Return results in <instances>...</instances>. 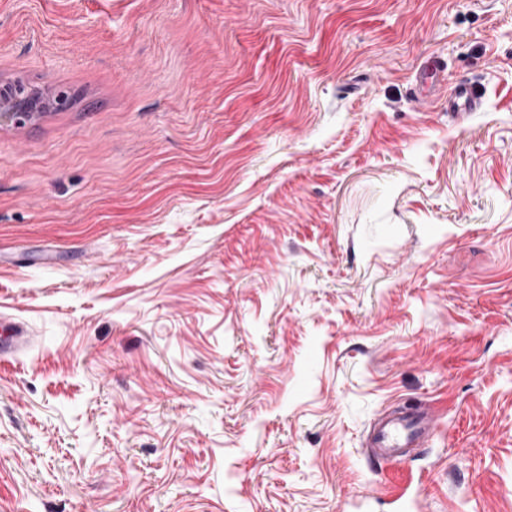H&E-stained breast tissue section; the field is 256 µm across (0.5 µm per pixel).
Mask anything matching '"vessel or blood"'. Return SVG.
Instances as JSON below:
<instances>
[{"label": "vessel or blood", "instance_id": "vessel-or-blood-1", "mask_svg": "<svg viewBox=\"0 0 512 512\" xmlns=\"http://www.w3.org/2000/svg\"><path fill=\"white\" fill-rule=\"evenodd\" d=\"M481 96L476 88L461 83L448 96V111L460 117L477 109ZM29 342L26 330L11 325L0 336V355L11 356L24 350ZM438 415L435 408L422 406L387 411L370 425L366 435L367 457L376 463L400 464L410 461L414 453L429 447L437 433ZM419 489L409 479H402L392 492L390 512H413L418 505Z\"/></svg>", "mask_w": 512, "mask_h": 512}]
</instances>
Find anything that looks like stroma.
I'll use <instances>...</instances> for the list:
<instances>
[{"label":"stroma","instance_id":"1","mask_svg":"<svg viewBox=\"0 0 512 512\" xmlns=\"http://www.w3.org/2000/svg\"><path fill=\"white\" fill-rule=\"evenodd\" d=\"M5 85L0 512H346L405 402L512 512V0H0ZM481 95L476 88L467 83L457 84L448 95V113L462 117L473 112L479 106ZM23 90L18 88L12 94L8 106L0 107V123L8 122L16 126H24L30 121L38 109L36 99L29 96H21ZM0 336V355L1 357L14 355L22 350H24L29 342V337L27 336L26 330L17 325V323H12L10 325L9 331L6 335Z\"/></svg>","mask_w":512,"mask_h":512}]
</instances>
